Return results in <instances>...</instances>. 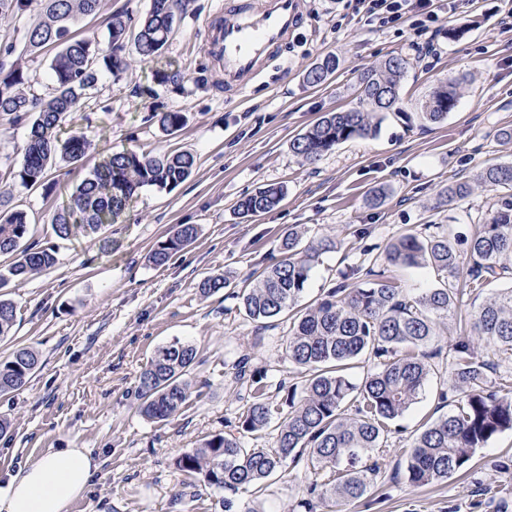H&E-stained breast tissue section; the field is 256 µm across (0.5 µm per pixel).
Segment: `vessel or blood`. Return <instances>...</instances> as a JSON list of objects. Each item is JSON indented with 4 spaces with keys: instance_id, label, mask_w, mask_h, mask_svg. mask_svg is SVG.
<instances>
[{
    "instance_id": "1",
    "label": "vessel or blood",
    "mask_w": 512,
    "mask_h": 512,
    "mask_svg": "<svg viewBox=\"0 0 512 512\" xmlns=\"http://www.w3.org/2000/svg\"><path fill=\"white\" fill-rule=\"evenodd\" d=\"M299 20V0H226L209 51L222 61L226 90L242 91L263 70Z\"/></svg>"
}]
</instances>
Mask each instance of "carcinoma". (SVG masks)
I'll list each match as a JSON object with an SVG mask.
<instances>
[{
  "mask_svg": "<svg viewBox=\"0 0 512 512\" xmlns=\"http://www.w3.org/2000/svg\"><path fill=\"white\" fill-rule=\"evenodd\" d=\"M44 2L43 12L27 33V47L32 53L53 52L51 95L45 99L24 92V76L18 68L0 81V115L16 121L30 118L22 162L9 172L30 187L42 184L52 165L60 161L75 165L93 149L83 134L66 127L68 118L82 109L85 91L97 81L100 70L111 73L125 65L121 53L128 41H133L135 53L143 60L159 54L185 0H151L149 10L136 20L124 12L112 14L107 22L111 51L106 54L94 41L79 39L72 31L76 20L97 16L100 0ZM337 66L336 56L327 55L305 71L304 80L320 86L336 73ZM406 68L405 59L392 56L379 68L361 73L357 106L326 113L293 140V153L311 164L341 142L375 135L379 122L373 121V114L390 112L398 104ZM458 90L457 82L435 88L421 105L423 119L445 120L456 106ZM184 121L180 112L159 115L166 132L177 131ZM194 164L190 153L110 152L54 215L53 232L61 240H71L115 224L139 189H171L192 174ZM479 180L511 192L512 164L489 166ZM470 193L468 182L456 181L442 195L452 203ZM284 198L282 187H264L240 200L238 210L255 216L274 209ZM28 235L27 214L12 209L11 197L1 190L0 256L15 260L7 273L0 274V281L25 278L56 265V249L27 245ZM196 237L195 225H178L153 250L152 263L166 264ZM303 237V232L289 230L282 241L283 258L243 291L241 303L249 318L271 319L297 306L319 256L332 248L329 240L305 244ZM462 244L465 249L460 252L444 234L427 238L408 234L388 247L386 259L394 265L432 268L441 277L438 288L411 296L370 268L363 285L330 288L314 306L297 311L286 351L307 379L301 390L288 394V414L276 428L275 449L246 448L233 434L215 435L183 454L178 467L201 476L212 488L235 493L286 471L290 462L296 465L305 459L314 475L309 491L320 492V500L336 506L363 498L379 473L373 452L386 447L393 424L416 403L431 374L422 348L438 336V324L455 312L465 294L493 281L512 280V200L505 201ZM14 325L13 304L0 300V338L9 336ZM471 331L472 337L458 341L448 360L449 388L459 394L455 410L425 425L407 456L408 481L414 486L445 482L469 469L477 449L512 431V383L487 384V363L474 347V341H483L500 361L512 364V285L496 290L479 307ZM364 355L374 360L373 367L353 382L346 371ZM196 356L193 345L179 340L158 347L139 376L141 411L146 417L166 420L186 404L187 376ZM37 365L32 349H15L0 362V396L26 386ZM274 413L264 386L255 381L241 428L262 430Z\"/></svg>",
  "mask_w": 512,
  "mask_h": 512,
  "instance_id": "cac0c4a2",
  "label": "carcinoma"
}]
</instances>
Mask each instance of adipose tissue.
<instances>
[{
    "label": "adipose tissue",
    "mask_w": 512,
    "mask_h": 512,
    "mask_svg": "<svg viewBox=\"0 0 512 512\" xmlns=\"http://www.w3.org/2000/svg\"><path fill=\"white\" fill-rule=\"evenodd\" d=\"M98 467L90 448L44 454L18 469L0 488V512H69Z\"/></svg>",
    "instance_id": "1"
}]
</instances>
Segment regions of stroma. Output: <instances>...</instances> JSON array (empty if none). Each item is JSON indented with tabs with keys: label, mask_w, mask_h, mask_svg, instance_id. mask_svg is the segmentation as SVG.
Segmentation results:
<instances>
[{
	"label": "stroma",
	"mask_w": 512,
	"mask_h": 512,
	"mask_svg": "<svg viewBox=\"0 0 512 512\" xmlns=\"http://www.w3.org/2000/svg\"><path fill=\"white\" fill-rule=\"evenodd\" d=\"M500 0H457L467 28L457 38L440 32L425 53L410 41L408 25L377 31L338 21L336 0H299L301 23L268 60L260 76L238 93L224 90V74L207 52L224 0H188L177 11L175 30L161 54L140 60L129 54L119 75L101 73L70 124L96 146L83 166L47 173L60 188L78 184L99 155L132 149L156 154L189 151L196 163L173 189L142 188L117 224L73 241H57L51 221L62 202L58 192L8 180L12 207L29 218V242L58 245L49 270L0 286L16 309L11 337L0 340V360L18 346L33 349L38 369L27 386L0 396V418L11 424L0 437V485L25 463L51 450L91 448L101 467L71 512H224L222 491L177 469L175 460L216 434L238 436L245 447L269 448L273 428L245 432L240 418L252 401V376L284 404L303 375L288 358L287 316L248 318L240 295L282 256L289 229L304 239L333 240L320 256L302 299L309 305L339 283L351 267L375 268L413 294L435 287L429 268L388 264L385 253L400 236H471L506 199L479 181L488 166L512 164V31L495 13ZM150 0H101L95 18L75 22L76 33L103 42L112 13L141 16ZM40 13L39 0L23 12L0 14V79L13 68L27 78L26 92L51 91L50 54L26 51V36ZM340 66L326 84L308 85L306 68L325 55ZM410 62L395 111L384 114L377 135L342 142L305 164L290 144L325 113L353 106L358 77L390 56ZM179 72L162 83L157 71ZM461 79L456 108L431 123L420 108L439 85ZM162 112H179L184 126L173 133L158 123ZM28 121L0 118V176L19 166ZM469 181L471 195L446 203L448 183ZM276 185L285 199L273 210L242 216L238 201ZM380 204H371L374 191ZM198 228L196 241L162 266L150 260L176 225ZM111 251H104V241ZM222 274L229 287L203 296L198 285ZM484 294L464 296L457 315L440 324L432 345L433 372L417 402L400 418L379 457L380 471L367 495L346 512H512V432L478 449L468 473L423 487L405 477V460L418 425L443 416L442 402L452 348L470 333V320ZM193 345L197 357L191 396L165 421L140 411L137 380L155 350L173 340ZM247 359L250 374L236 364ZM312 476L305 465L268 479L260 493L239 491V512H294Z\"/></svg>",
	"instance_id": "stroma-1"
}]
</instances>
